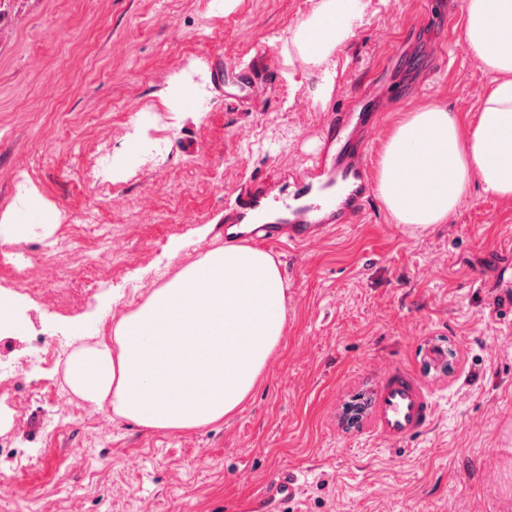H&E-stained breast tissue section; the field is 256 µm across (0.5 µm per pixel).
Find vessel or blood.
<instances>
[{"label":"vessel or blood","mask_w":512,"mask_h":512,"mask_svg":"<svg viewBox=\"0 0 512 512\" xmlns=\"http://www.w3.org/2000/svg\"><path fill=\"white\" fill-rule=\"evenodd\" d=\"M377 123L374 111L355 114L339 108L330 113L321 146L309 157L292 195L280 197L262 182L250 186L240 194L236 206L225 212L226 228H243L244 238L257 242L299 247L340 225L356 223L374 196L368 178V150ZM369 408L376 436L397 444L425 434L437 405L408 371L393 369L378 378ZM299 489L294 473L281 472L271 499L291 503Z\"/></svg>","instance_id":"obj_1"}]
</instances>
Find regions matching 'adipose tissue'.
<instances>
[{"instance_id": "adipose-tissue-1", "label": "adipose tissue", "mask_w": 512, "mask_h": 512, "mask_svg": "<svg viewBox=\"0 0 512 512\" xmlns=\"http://www.w3.org/2000/svg\"><path fill=\"white\" fill-rule=\"evenodd\" d=\"M368 0H320L289 42L326 102L341 56ZM462 37L490 75L475 117L431 104L390 129L377 192L399 224L447 223L471 185L512 200V0H463ZM287 288L273 256L248 244L206 252L117 321L110 339L74 349L65 382L85 402L111 406L138 425L172 432L204 428L237 412L279 349Z\"/></svg>"}]
</instances>
